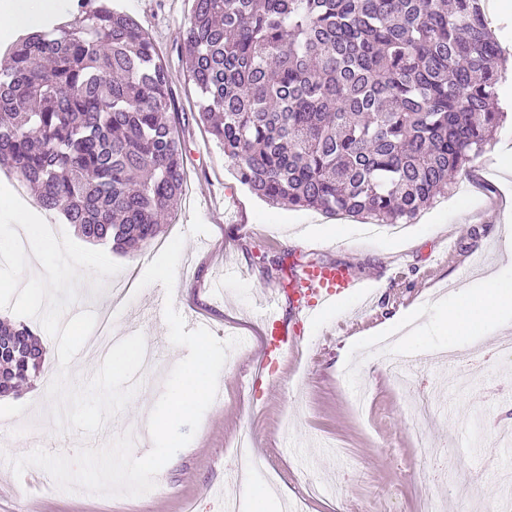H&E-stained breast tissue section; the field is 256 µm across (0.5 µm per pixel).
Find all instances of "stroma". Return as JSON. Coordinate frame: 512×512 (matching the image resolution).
Segmentation results:
<instances>
[{"label":"stroma","mask_w":512,"mask_h":512,"mask_svg":"<svg viewBox=\"0 0 512 512\" xmlns=\"http://www.w3.org/2000/svg\"><path fill=\"white\" fill-rule=\"evenodd\" d=\"M152 39L171 76L184 142L186 178L172 222L148 248L108 250L121 272L106 281L99 312L112 316V333H143L155 360L140 369L142 385L105 435L87 442L102 446L108 436L136 430L142 406L156 402L176 363L166 322L154 315L158 285L122 294L121 278L144 271L167 240L184 236L173 305L194 316L221 340L239 337L224 365L221 397L204 412L192 441L139 497H107L60 490L45 471L30 467L15 477L10 458L28 454L36 438L50 452H68L75 432H56L48 415L47 389L58 373L57 346L46 332L40 376L18 395L0 399V512H224L214 486L237 466L236 443L248 434L252 454L264 458L268 476L259 486L304 512H424L428 501L446 512H470L458 483L467 478L483 512H512V360L483 367L471 385L456 372L472 367L478 352L512 337V318L483 338L448 339L436 326L439 303L464 284H478L475 255L500 265L502 236L512 231V174L498 171L497 158L512 154V79L498 85L509 118L490 148L466 166L410 224L336 220L314 210L269 204L242 185L213 137L198 121V94L176 46L187 24L191 0H113ZM290 256L298 264H346L375 292L366 307L341 302L304 326L298 349L284 373L260 365L264 327L254 307L277 293L278 316L297 320L274 262ZM234 277L212 290L219 267ZM417 322L414 349H449L456 364L425 362L410 387H398L378 353L379 327L396 313ZM421 394L432 413L415 424L407 405Z\"/></svg>","instance_id":"35a3bbf8"}]
</instances>
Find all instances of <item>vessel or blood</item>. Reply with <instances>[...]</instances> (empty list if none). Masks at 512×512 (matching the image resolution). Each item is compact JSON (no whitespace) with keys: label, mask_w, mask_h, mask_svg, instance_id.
Segmentation results:
<instances>
[{"label":"vessel or blood","mask_w":512,"mask_h":512,"mask_svg":"<svg viewBox=\"0 0 512 512\" xmlns=\"http://www.w3.org/2000/svg\"><path fill=\"white\" fill-rule=\"evenodd\" d=\"M365 285L348 266L321 265L300 267L293 271L290 293L305 319H319L323 312L339 301L359 297ZM278 303L274 294L266 295L258 303L259 317L269 328L270 337L262 349V364L282 365L288 350L297 346L298 340L288 325L275 318L273 311Z\"/></svg>","instance_id":"obj_1"}]
</instances>
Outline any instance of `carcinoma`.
Listing matches in <instances>:
<instances>
[{"mask_svg":"<svg viewBox=\"0 0 512 512\" xmlns=\"http://www.w3.org/2000/svg\"><path fill=\"white\" fill-rule=\"evenodd\" d=\"M0 65V166L81 235L149 244L183 189L167 67L103 0ZM198 119L274 205L407 224L504 123V58L482 0H192L177 34ZM0 320V398L43 364Z\"/></svg>","mask_w":512,"mask_h":512,"instance_id":"obj_1","label":"carcinoma"}]
</instances>
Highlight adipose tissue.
<instances>
[{
	"label": "adipose tissue",
	"instance_id": "1",
	"mask_svg": "<svg viewBox=\"0 0 512 512\" xmlns=\"http://www.w3.org/2000/svg\"><path fill=\"white\" fill-rule=\"evenodd\" d=\"M61 0H0V39L44 30L58 16ZM512 315V276L496 272L482 281L480 289L463 288L460 299L440 307L438 323L445 335H485L490 323Z\"/></svg>",
	"mask_w": 512,
	"mask_h": 512
}]
</instances>
